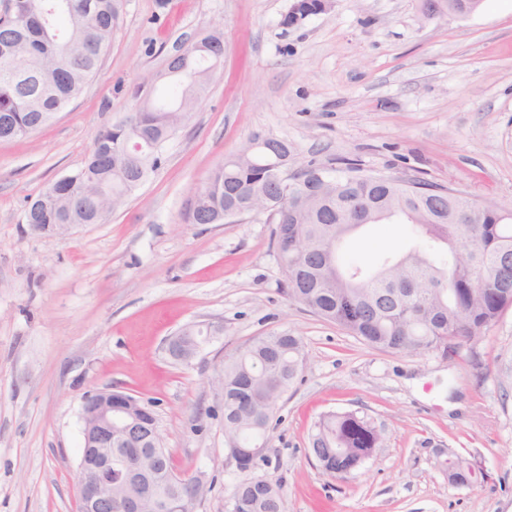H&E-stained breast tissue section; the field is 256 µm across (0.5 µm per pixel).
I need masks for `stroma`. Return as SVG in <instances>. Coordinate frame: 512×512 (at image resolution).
Listing matches in <instances>:
<instances>
[{
    "label": "stroma",
    "mask_w": 512,
    "mask_h": 512,
    "mask_svg": "<svg viewBox=\"0 0 512 512\" xmlns=\"http://www.w3.org/2000/svg\"><path fill=\"white\" fill-rule=\"evenodd\" d=\"M292 0H123L99 76L37 133L0 141V512H76L82 397L149 402L176 472L199 477L197 512H224L229 459L218 379L255 338L289 331L304 364L254 474L288 512H512V308L451 355L372 348L289 300L269 214L187 224L196 188L248 139L298 161L410 173L512 210V0L422 19V0H333L282 24ZM224 33V63L165 161L101 224L66 239L30 230L28 205L82 167L100 132L176 47ZM398 218L358 230L343 255L372 268L409 249ZM205 330L191 361L166 343ZM356 411L383 443L347 479L309 451L316 423ZM472 464L468 486L444 460Z\"/></svg>",
    "instance_id": "obj_1"
}]
</instances>
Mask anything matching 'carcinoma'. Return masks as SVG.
Listing matches in <instances>:
<instances>
[{"label": "carcinoma", "instance_id": "1", "mask_svg": "<svg viewBox=\"0 0 512 512\" xmlns=\"http://www.w3.org/2000/svg\"><path fill=\"white\" fill-rule=\"evenodd\" d=\"M121 0H11L0 16V141L40 130L101 72ZM470 0H423V13L468 12ZM224 59V32L187 47L173 97L157 104L141 96L129 121L127 147L114 141L124 125L96 138L83 167L51 184L32 202L25 222L51 234L49 224H101L159 169L164 144L207 94ZM251 160L237 152L197 188L187 224H222L267 212L288 297L367 345L391 353L438 351L448 342L485 335L512 308V211L414 175L366 172L356 163L333 167L313 160L288 173L291 151L277 140ZM396 215L413 224L415 246L380 268L346 262L339 245L367 224ZM304 363L300 337L256 338L224 367V421L241 454L264 436L277 401ZM383 438L356 412L331 413L310 437V453L337 479L354 474ZM153 491L164 500L190 495L169 455L158 454ZM225 512H287L281 485L240 479Z\"/></svg>", "mask_w": 512, "mask_h": 512}]
</instances>
